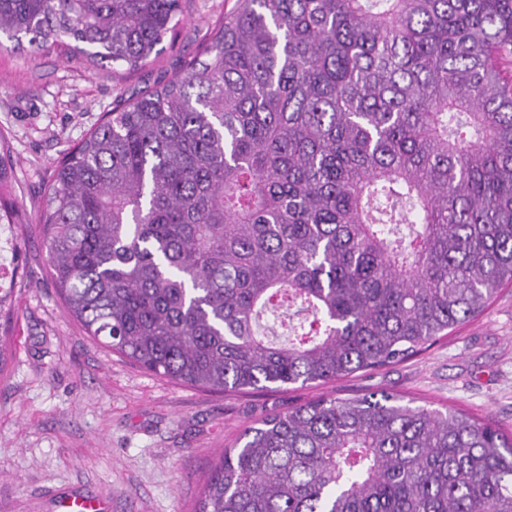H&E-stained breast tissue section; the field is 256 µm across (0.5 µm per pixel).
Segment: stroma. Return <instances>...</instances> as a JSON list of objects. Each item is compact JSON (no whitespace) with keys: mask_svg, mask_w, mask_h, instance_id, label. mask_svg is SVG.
Returning a JSON list of instances; mask_svg holds the SVG:
<instances>
[{"mask_svg":"<svg viewBox=\"0 0 512 512\" xmlns=\"http://www.w3.org/2000/svg\"><path fill=\"white\" fill-rule=\"evenodd\" d=\"M236 0H185L172 37L129 71L0 47L1 197L20 214L0 291V512H54L79 491L108 512H196L222 449L268 413L322 396L386 390L465 411L512 434V285L477 318L399 364L324 384L223 394L155 376L87 336L49 276L38 221L57 161L116 102L167 82L198 56Z\"/></svg>","mask_w":512,"mask_h":512,"instance_id":"obj_1","label":"stroma"}]
</instances>
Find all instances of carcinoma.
Here are the masks:
<instances>
[{"mask_svg":"<svg viewBox=\"0 0 512 512\" xmlns=\"http://www.w3.org/2000/svg\"><path fill=\"white\" fill-rule=\"evenodd\" d=\"M183 0H0V35L133 70ZM88 335L216 392L401 362L512 282V0H237L54 169ZM407 232L401 231V226ZM299 305L285 339L260 318ZM198 512H512V439L381 390L244 429Z\"/></svg>","mask_w":512,"mask_h":512,"instance_id":"obj_1","label":"carcinoma"}]
</instances>
